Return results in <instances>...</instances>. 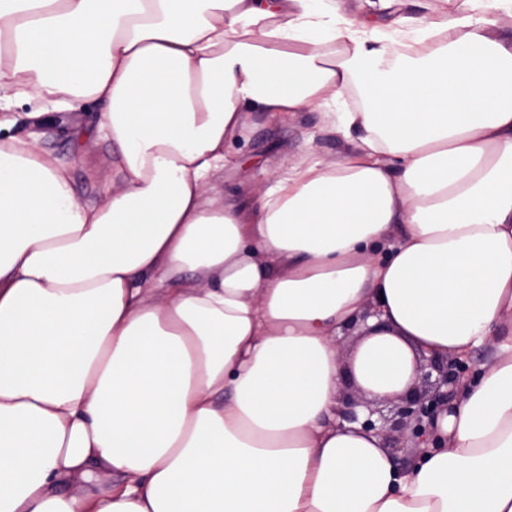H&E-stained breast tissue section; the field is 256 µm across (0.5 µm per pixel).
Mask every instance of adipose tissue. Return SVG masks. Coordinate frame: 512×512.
I'll return each instance as SVG.
<instances>
[{
	"mask_svg": "<svg viewBox=\"0 0 512 512\" xmlns=\"http://www.w3.org/2000/svg\"><path fill=\"white\" fill-rule=\"evenodd\" d=\"M380 6L0 0V102L112 145L83 204L0 137V512H512V0ZM305 112L339 160L212 197L250 115ZM489 342L408 466L341 419Z\"/></svg>",
	"mask_w": 512,
	"mask_h": 512,
	"instance_id": "1",
	"label": "adipose tissue"
}]
</instances>
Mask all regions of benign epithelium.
Returning <instances> with one entry per match:
<instances>
[{"mask_svg": "<svg viewBox=\"0 0 512 512\" xmlns=\"http://www.w3.org/2000/svg\"><path fill=\"white\" fill-rule=\"evenodd\" d=\"M475 371L477 368L457 358L426 357L419 364L415 383L390 414L370 407L362 420L356 411L360 403L347 399L340 416L349 423L360 424L365 431L388 428L392 432L389 448L403 454L405 463L413 449L425 440L430 423L457 397L461 379L473 376Z\"/></svg>", "mask_w": 512, "mask_h": 512, "instance_id": "benign-epithelium-1", "label": "benign epithelium"}]
</instances>
